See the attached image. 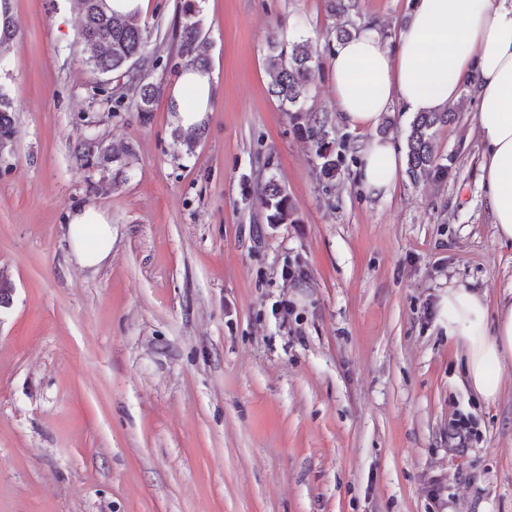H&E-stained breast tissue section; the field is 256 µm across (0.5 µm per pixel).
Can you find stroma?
I'll return each mask as SVG.
<instances>
[{
  "label": "stroma",
  "mask_w": 512,
  "mask_h": 512,
  "mask_svg": "<svg viewBox=\"0 0 512 512\" xmlns=\"http://www.w3.org/2000/svg\"><path fill=\"white\" fill-rule=\"evenodd\" d=\"M149 0L138 66L162 83L148 119L94 102L72 0H13L0 92L18 118L0 163V512H512V365L487 402L437 323L450 282L512 297L466 104L438 130L444 183L367 193L357 164L320 180L314 148L267 93L266 39L325 45L324 0H198L216 79L193 155L177 153L171 31ZM395 42L407 0H359ZM135 152L125 180L75 166L86 120ZM272 176L297 218L270 224ZM112 223L98 269L70 260L67 216ZM289 266L303 280L282 278ZM473 435L448 436L460 417Z\"/></svg>",
  "instance_id": "35a3bbf8"
}]
</instances>
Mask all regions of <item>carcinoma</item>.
Segmentation results:
<instances>
[{"mask_svg": "<svg viewBox=\"0 0 512 512\" xmlns=\"http://www.w3.org/2000/svg\"><path fill=\"white\" fill-rule=\"evenodd\" d=\"M326 11L332 17L345 21L328 31L324 51L330 53L335 44L360 30L349 19L356 8V0H325ZM81 14L76 43L81 47L82 62L94 73L103 77L96 86L107 93V100L123 104L130 97L136 111L147 117L155 98L162 91L159 83L135 69L151 43V33L136 12L111 11L106 0H78ZM12 0H0V55L18 33L12 23ZM199 10L192 0L182 7L178 34L177 55L183 67L210 68L208 42L203 35ZM269 76L268 94L276 100L281 110L288 113L292 127L315 147L316 168L327 180L336 177L341 156L336 154L335 128L327 114L314 107H304L308 92L323 71V57L307 40L287 41L273 31L268 37ZM457 111L446 108L438 112H419L409 124L406 137L407 174L418 183L433 179L443 181L453 176V157L440 163L433 148L436 132L455 120ZM16 135L15 113L6 94L0 92V153L11 152ZM176 149L192 154L198 146L197 130H179L174 133ZM134 156L129 146L115 147L93 133L77 144L74 150L76 163L84 170L112 174V182L124 177ZM263 203L269 224H294V210L288 193L270 177L261 187Z\"/></svg>", "mask_w": 512, "mask_h": 512, "instance_id": "obj_1", "label": "carcinoma"}]
</instances>
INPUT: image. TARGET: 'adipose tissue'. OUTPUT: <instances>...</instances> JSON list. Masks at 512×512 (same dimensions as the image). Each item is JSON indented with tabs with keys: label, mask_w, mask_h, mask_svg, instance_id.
<instances>
[{
	"label": "adipose tissue",
	"mask_w": 512,
	"mask_h": 512,
	"mask_svg": "<svg viewBox=\"0 0 512 512\" xmlns=\"http://www.w3.org/2000/svg\"><path fill=\"white\" fill-rule=\"evenodd\" d=\"M328 70L342 122L370 134L360 151V177L375 195L393 191L403 166L391 138L374 132L384 112L395 104L438 111L470 88L491 222L500 240L512 241V0H409L395 45L376 29H362L337 44ZM215 90L211 72L185 70L172 90L177 124L206 120ZM64 239L84 269H98L112 253V225L92 206L69 213ZM438 321L464 354L467 385L495 401L512 362V302L491 327L484 296L452 283L440 296Z\"/></svg>",
	"instance_id": "adipose-tissue-1"
}]
</instances>
